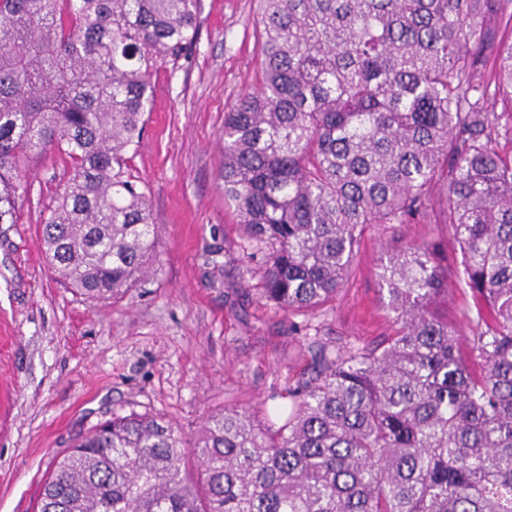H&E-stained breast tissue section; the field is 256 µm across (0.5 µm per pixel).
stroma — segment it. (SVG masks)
I'll return each mask as SVG.
<instances>
[{
    "mask_svg": "<svg viewBox=\"0 0 512 512\" xmlns=\"http://www.w3.org/2000/svg\"><path fill=\"white\" fill-rule=\"evenodd\" d=\"M259 0H201L185 57L153 74L151 110L125 156L149 189L160 247L149 278L118 301L64 287L46 262L41 226L67 162L29 156L14 221L0 224V512H38L54 462L101 422L149 413L193 441L224 408L255 414L312 370L320 346L370 348L397 326L379 274L405 243L433 242L447 290L432 310L469 331L471 292L443 224L364 230L335 300L287 315L262 296L260 261L224 202V114L260 78Z\"/></svg>",
    "mask_w": 512,
    "mask_h": 512,
    "instance_id": "stroma-1",
    "label": "stroma"
}]
</instances>
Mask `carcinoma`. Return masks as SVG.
<instances>
[{"instance_id": "1", "label": "carcinoma", "mask_w": 512, "mask_h": 512, "mask_svg": "<svg viewBox=\"0 0 512 512\" xmlns=\"http://www.w3.org/2000/svg\"><path fill=\"white\" fill-rule=\"evenodd\" d=\"M260 3L261 80L222 137L224 201L263 253L264 298L313 312L366 226L432 217L460 245L471 358L430 309L433 245H403L380 274L395 335L321 347L276 431L226 408L190 465L171 421L114 417L57 463L40 512H512V0ZM199 13L200 0H0V224L24 160L67 157L42 235L89 299L152 267L148 190L125 155L153 71L185 56Z\"/></svg>"}]
</instances>
